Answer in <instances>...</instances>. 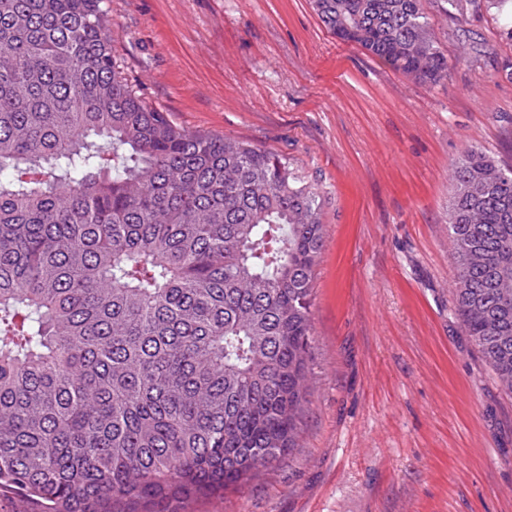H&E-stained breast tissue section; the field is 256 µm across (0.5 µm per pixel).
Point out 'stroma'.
<instances>
[{
    "label": "stroma",
    "mask_w": 512,
    "mask_h": 512,
    "mask_svg": "<svg viewBox=\"0 0 512 512\" xmlns=\"http://www.w3.org/2000/svg\"><path fill=\"white\" fill-rule=\"evenodd\" d=\"M128 82L178 125L288 159L322 195L298 445L194 512H512V394L454 313L452 164L512 165V13L424 0L415 83L310 0H107Z\"/></svg>",
    "instance_id": "35a3bbf8"
}]
</instances>
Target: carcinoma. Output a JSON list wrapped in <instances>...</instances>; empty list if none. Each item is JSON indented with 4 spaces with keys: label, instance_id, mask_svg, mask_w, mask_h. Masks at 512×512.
Wrapping results in <instances>:
<instances>
[{
    "label": "carcinoma",
    "instance_id": "obj_1",
    "mask_svg": "<svg viewBox=\"0 0 512 512\" xmlns=\"http://www.w3.org/2000/svg\"><path fill=\"white\" fill-rule=\"evenodd\" d=\"M420 84L424 0H313ZM454 312L512 384V166L450 172ZM321 193L288 160L174 125L128 83L106 0H0V499L188 512L296 446Z\"/></svg>",
    "mask_w": 512,
    "mask_h": 512
}]
</instances>
